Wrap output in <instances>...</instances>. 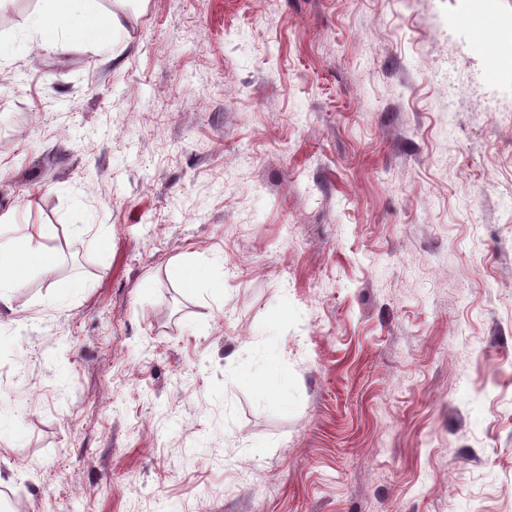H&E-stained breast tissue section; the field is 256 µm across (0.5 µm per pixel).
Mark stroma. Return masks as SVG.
I'll return each mask as SVG.
<instances>
[{
  "label": "stroma",
  "mask_w": 512,
  "mask_h": 512,
  "mask_svg": "<svg viewBox=\"0 0 512 512\" xmlns=\"http://www.w3.org/2000/svg\"><path fill=\"white\" fill-rule=\"evenodd\" d=\"M491 5L96 0L60 53L0 0V210L57 256L0 309L9 512H512Z\"/></svg>",
  "instance_id": "35a3bbf8"
}]
</instances>
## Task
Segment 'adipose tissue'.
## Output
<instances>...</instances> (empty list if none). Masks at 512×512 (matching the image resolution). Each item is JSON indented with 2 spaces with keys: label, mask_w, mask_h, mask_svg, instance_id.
Returning a JSON list of instances; mask_svg holds the SVG:
<instances>
[{
  "label": "adipose tissue",
  "mask_w": 512,
  "mask_h": 512,
  "mask_svg": "<svg viewBox=\"0 0 512 512\" xmlns=\"http://www.w3.org/2000/svg\"><path fill=\"white\" fill-rule=\"evenodd\" d=\"M119 29L116 21L111 26H101L95 0H41L29 27L30 33L40 36L43 44L53 51L66 49L75 36L93 33L110 38ZM54 263V254L32 237H6L0 233V305L10 306L32 271L49 272Z\"/></svg>",
  "instance_id": "1"
}]
</instances>
